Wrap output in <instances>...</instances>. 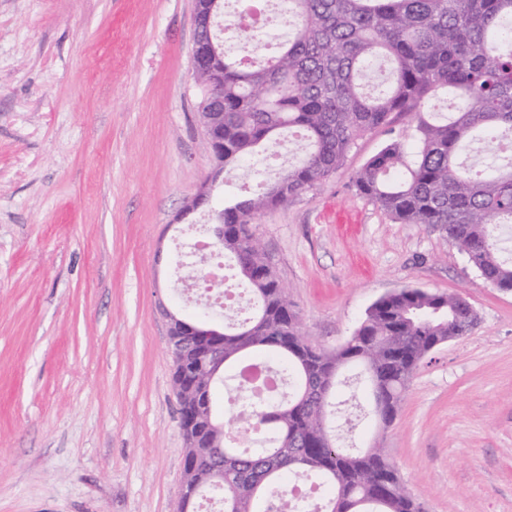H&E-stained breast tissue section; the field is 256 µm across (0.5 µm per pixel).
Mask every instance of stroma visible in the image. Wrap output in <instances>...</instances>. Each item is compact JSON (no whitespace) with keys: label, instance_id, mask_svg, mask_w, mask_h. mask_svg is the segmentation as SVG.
Returning a JSON list of instances; mask_svg holds the SVG:
<instances>
[{"label":"stroma","instance_id":"obj_1","mask_svg":"<svg viewBox=\"0 0 512 512\" xmlns=\"http://www.w3.org/2000/svg\"><path fill=\"white\" fill-rule=\"evenodd\" d=\"M194 0H0V512H178L185 442L166 310L207 223L177 216L212 169L191 78ZM366 134L256 223L309 341L333 350L402 287L477 321L431 352L379 436L425 512H512V294L438 228L398 224L356 173ZM267 154L225 198L266 188Z\"/></svg>","mask_w":512,"mask_h":512}]
</instances>
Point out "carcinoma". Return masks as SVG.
Segmentation results:
<instances>
[{"instance_id":"obj_1","label":"carcinoma","mask_w":512,"mask_h":512,"mask_svg":"<svg viewBox=\"0 0 512 512\" xmlns=\"http://www.w3.org/2000/svg\"><path fill=\"white\" fill-rule=\"evenodd\" d=\"M196 0L200 34L223 44L215 59L196 68L202 91L218 84L223 103L199 101L224 135V180L271 145L298 141L301 158L264 192L224 204V252L236 261L252 295L241 318L224 311V368L196 396L207 457L184 471L191 495L180 512L219 494L224 512H257L281 494L288 478L326 488L321 512H424L401 480L386 449L352 451L336 444L343 424L335 386L347 368L360 369L351 400L374 417L375 399L387 407L382 425L396 418L406 388L437 343L474 326L467 301L422 288H400L373 304L359 339L334 351L311 344L298 312L279 286L262 247L251 246L254 223L267 210L292 204L321 185L364 135L413 118V148L395 136L354 179L399 224L440 229L489 285L512 290V260L499 230L512 224V0H288L295 31L272 56L244 57L223 43L215 15L224 8ZM444 88L453 112L425 108ZM262 359L287 380L283 395H260L245 385L229 401L230 419L214 414L213 392L227 367L237 371ZM254 420L263 445H231L242 417Z\"/></svg>"}]
</instances>
